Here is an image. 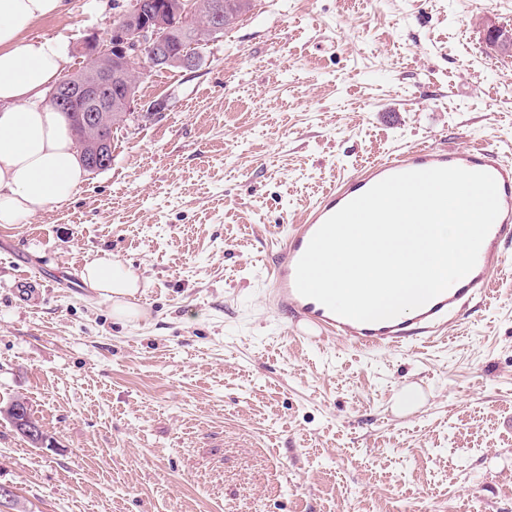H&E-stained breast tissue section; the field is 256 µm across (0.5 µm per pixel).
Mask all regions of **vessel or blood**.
<instances>
[{"mask_svg": "<svg viewBox=\"0 0 512 512\" xmlns=\"http://www.w3.org/2000/svg\"><path fill=\"white\" fill-rule=\"evenodd\" d=\"M437 167H460L491 174L498 187L500 213L485 238L474 269L412 317L362 323L336 315L320 302L299 294L296 266L312 236L332 214L379 181L402 172ZM512 240V164L483 148H453L433 144L410 146L348 177L311 206L293 225L283 257L277 262L267 290L269 301L294 320L298 335L318 344L328 338L364 348L414 351L446 330L452 317L486 295L492 273L501 265L506 242Z\"/></svg>", "mask_w": 512, "mask_h": 512, "instance_id": "1", "label": "vessel or blood"}]
</instances>
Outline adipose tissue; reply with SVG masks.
I'll return each instance as SVG.
<instances>
[{
    "label": "adipose tissue",
    "mask_w": 512,
    "mask_h": 512,
    "mask_svg": "<svg viewBox=\"0 0 512 512\" xmlns=\"http://www.w3.org/2000/svg\"><path fill=\"white\" fill-rule=\"evenodd\" d=\"M65 0H0V224H17L35 210L69 202L86 170L69 125L54 109L37 106L65 60L54 39H24L33 22L62 14ZM83 280L108 301L114 316L137 319V278L110 253L88 263Z\"/></svg>",
    "instance_id": "ef3b65f1"
}]
</instances>
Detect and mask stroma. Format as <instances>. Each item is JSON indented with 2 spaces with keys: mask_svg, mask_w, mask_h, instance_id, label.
Wrapping results in <instances>:
<instances>
[{
  "mask_svg": "<svg viewBox=\"0 0 512 512\" xmlns=\"http://www.w3.org/2000/svg\"><path fill=\"white\" fill-rule=\"evenodd\" d=\"M67 4L26 35L68 74L126 0ZM483 17L512 27V0H257L198 67L142 76L72 201L0 224V405L48 437L0 416L15 512H512V242L493 298L416 352L309 346L266 297L343 176L418 144L512 161V56ZM104 251L137 321L79 283ZM20 405H18L15 401H12L8 403L6 406L1 407L0 413L2 414H9V412L12 411L14 415V419H11L12 425H16V428L19 430L20 434L28 441L29 437H35L40 435L39 431L42 432L41 427L37 425L38 423L35 421V424L31 418L29 417L28 413V407L27 403L24 401L19 400ZM15 424H14V423ZM43 433V432H42Z\"/></svg>",
  "mask_w": 512,
  "mask_h": 512,
  "instance_id": "35a3bbf8",
  "label": "stroma"
}]
</instances>
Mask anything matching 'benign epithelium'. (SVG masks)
<instances>
[{
  "mask_svg": "<svg viewBox=\"0 0 512 512\" xmlns=\"http://www.w3.org/2000/svg\"><path fill=\"white\" fill-rule=\"evenodd\" d=\"M249 11L236 12L225 0H177L164 12L148 18L141 0H128L126 9L112 20L109 37H95L80 42L78 49L87 59L80 75L69 76L59 83L49 99L61 105L75 106L82 113L85 132L79 143L85 167L98 172L112 164V145L105 129L126 120L138 101V83L148 68L168 66L195 68L200 58L183 48L174 54L169 50L173 29L202 36L215 35L239 25ZM490 44L507 55L512 54V28L491 24L487 28ZM16 428L24 438L39 435L41 427L29 417L27 403L13 410Z\"/></svg>",
  "mask_w": 512,
  "mask_h": 512,
  "instance_id": "benign-epithelium-1",
  "label": "benign epithelium"
}]
</instances>
